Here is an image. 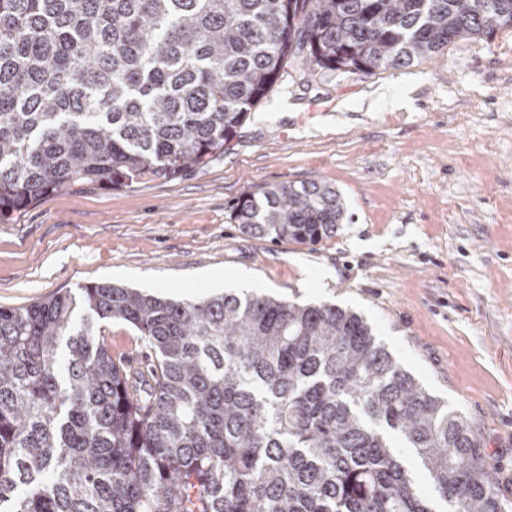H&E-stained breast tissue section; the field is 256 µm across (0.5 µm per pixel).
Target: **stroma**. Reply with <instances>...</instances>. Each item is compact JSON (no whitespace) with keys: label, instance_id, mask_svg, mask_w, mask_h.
<instances>
[{"label":"stroma","instance_id":"stroma-1","mask_svg":"<svg viewBox=\"0 0 512 512\" xmlns=\"http://www.w3.org/2000/svg\"><path fill=\"white\" fill-rule=\"evenodd\" d=\"M324 181L346 215L315 245L233 220L243 194ZM90 283L176 300L263 292L362 315L466 416L512 502V28L372 74L285 66L224 153L178 179L74 186L0 222V306ZM105 343L148 350L121 321Z\"/></svg>","mask_w":512,"mask_h":512}]
</instances>
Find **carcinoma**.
<instances>
[{
  "instance_id": "carcinoma-1",
  "label": "carcinoma",
  "mask_w": 512,
  "mask_h": 512,
  "mask_svg": "<svg viewBox=\"0 0 512 512\" xmlns=\"http://www.w3.org/2000/svg\"><path fill=\"white\" fill-rule=\"evenodd\" d=\"M512 27V0H0V220L75 185L174 180L224 151L288 58L401 69ZM326 182L245 194L242 232L315 245ZM153 349L112 357L105 324ZM506 512L478 436L357 313L111 283L0 307V512ZM396 441L397 447H400L401 452L404 454L406 461L409 465V468L412 472L416 489L420 493L432 499V503L436 511L448 512V505L438 498L437 494L435 493L431 486L430 481L428 480L425 474L424 469L418 462V459L415 457V454L409 448H401L402 445L400 444L399 440Z\"/></svg>"
}]
</instances>
